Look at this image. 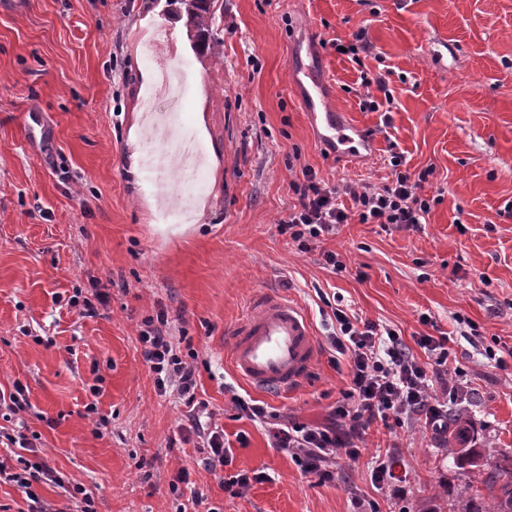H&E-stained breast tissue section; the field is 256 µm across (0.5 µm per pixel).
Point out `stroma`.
<instances>
[{
  "instance_id": "stroma-1",
  "label": "stroma",
  "mask_w": 512,
  "mask_h": 512,
  "mask_svg": "<svg viewBox=\"0 0 512 512\" xmlns=\"http://www.w3.org/2000/svg\"><path fill=\"white\" fill-rule=\"evenodd\" d=\"M158 2L0 6V392L19 385L27 401L17 413L0 406V427L37 437L35 451L0 446V457L16 469L43 458L86 489L95 512H456L460 491L512 456V0H216L215 53L195 49L178 0L160 13ZM158 28L209 91L197 138L204 187L192 199L204 212L184 213L176 233L126 172L139 68L170 62L147 44ZM359 32L373 45L361 66L331 46ZM308 67L342 121L370 139L357 157L321 146L293 83ZM365 67L390 72L394 101L376 112L356 96ZM395 154L428 174L418 230L354 219L308 253L281 233L302 168L379 187ZM325 251L342 272L323 267ZM262 291L307 314L320 350L306 382L277 398L234 376L225 334ZM330 304L395 329L424 365L434 357L417 338L447 337L456 373L434 378L431 394L465 418L480 467L407 418L373 424L358 458L336 456L322 483L241 417L236 393L281 418L329 424L348 368L327 342ZM163 309L198 353L197 396L233 443L227 472L201 467L184 405L158 393L142 360L138 334ZM380 459L399 485L376 482ZM182 469L190 484L176 493ZM239 471L267 479L234 495L224 475ZM194 488L206 504L192 503Z\"/></svg>"
}]
</instances>
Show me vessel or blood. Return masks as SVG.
Returning a JSON list of instances; mask_svg holds the SVG:
<instances>
[{"label": "vessel or blood", "instance_id": "1", "mask_svg": "<svg viewBox=\"0 0 512 512\" xmlns=\"http://www.w3.org/2000/svg\"><path fill=\"white\" fill-rule=\"evenodd\" d=\"M319 79H311L309 105L319 106L327 124L325 139L338 145L341 157L355 153L354 139L336 111L321 97ZM231 365L235 375L266 393H288L299 387L319 357L310 319L294 302L263 292L234 325Z\"/></svg>", "mask_w": 512, "mask_h": 512}]
</instances>
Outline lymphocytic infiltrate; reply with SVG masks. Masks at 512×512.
<instances>
[{"label":"lymphocytic infiltrate","instance_id":"lymphocytic-infiltrate-1","mask_svg":"<svg viewBox=\"0 0 512 512\" xmlns=\"http://www.w3.org/2000/svg\"><path fill=\"white\" fill-rule=\"evenodd\" d=\"M390 163L395 169L394 179L380 188L352 184L340 188L319 180L314 170L303 169L301 180L290 184L295 200L288 207L287 217L280 221L281 232L307 253L314 250L320 237L335 233L337 225L347 223L353 216L363 224L417 228L429 213L430 202L421 196L419 181L401 171L400 156H392ZM343 194L350 196L352 209L340 207L338 199ZM332 316L335 327L328 336L329 344L336 353L349 358L347 387L333 409L335 424L317 427L287 422L270 430L274 447L291 451L307 472L322 480L330 476L327 463L331 457L342 454L357 458L358 441L377 420L396 413L422 417L434 424L441 421L444 413L431 401L426 368L396 330L340 308L333 309ZM138 339L143 346V361L153 373L158 391L175 393L194 418L202 465L213 471L231 465L233 444H246L247 438L241 434L232 443L226 441L223 428L199 423L198 416L207 405L197 398V352H181L169 333L168 315L164 312L145 321ZM2 481L21 489L27 512H53L35 487L48 481L60 485L64 479L43 462H25L17 472L0 458Z\"/></svg>","mask_w":512,"mask_h":512}]
</instances>
